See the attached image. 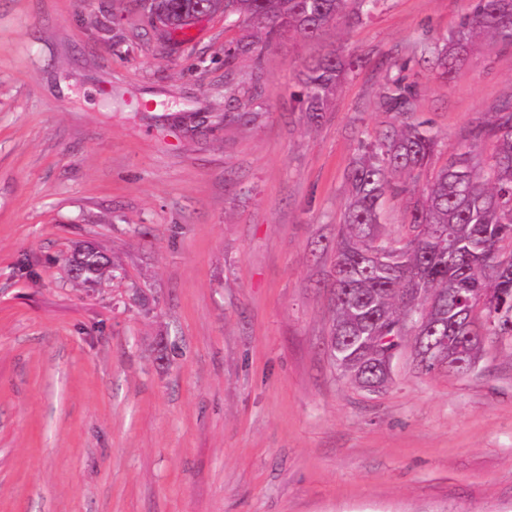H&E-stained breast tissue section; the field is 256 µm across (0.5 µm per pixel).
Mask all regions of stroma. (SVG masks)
I'll use <instances>...</instances> for the list:
<instances>
[{
  "mask_svg": "<svg viewBox=\"0 0 512 512\" xmlns=\"http://www.w3.org/2000/svg\"><path fill=\"white\" fill-rule=\"evenodd\" d=\"M469 0H385L309 40L138 0H0V512H512V343L463 375L411 342L371 392L327 342L347 173L399 80L441 140L512 101V43L416 47ZM359 64L321 123L306 62ZM235 119H225V111ZM111 278L68 274L78 247ZM69 263L81 268L84 274L79 279L89 283L101 281L112 270V261L93 246H86L74 252Z\"/></svg>",
  "mask_w": 512,
  "mask_h": 512,
  "instance_id": "stroma-1",
  "label": "stroma"
}]
</instances>
